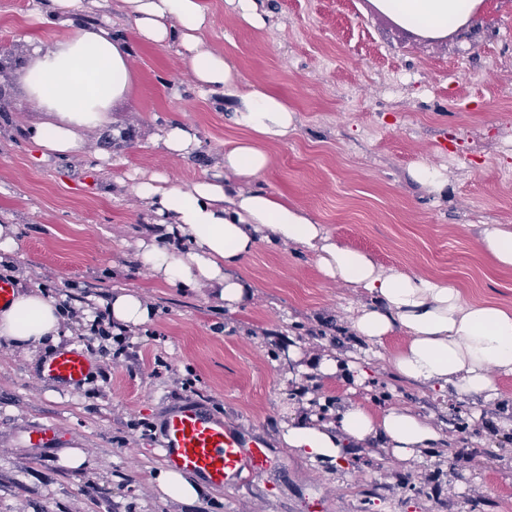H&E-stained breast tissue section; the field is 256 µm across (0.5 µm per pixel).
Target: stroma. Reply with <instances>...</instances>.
Here are the masks:
<instances>
[{
  "instance_id": "35a3bbf8",
  "label": "stroma",
  "mask_w": 512,
  "mask_h": 512,
  "mask_svg": "<svg viewBox=\"0 0 512 512\" xmlns=\"http://www.w3.org/2000/svg\"><path fill=\"white\" fill-rule=\"evenodd\" d=\"M204 3L213 18L204 40L295 114L294 132L267 147L260 186L384 268L451 279L467 300L512 304V270L477 244L480 225H512V0H481L473 24L441 38L401 26L374 0H263L259 28L230 0ZM44 8L0 0V46L11 51L0 90L15 105L0 112V215L15 228L16 290H68L77 300L56 343L29 353L0 339V512H512V374L499 376L500 396L489 401L399 377L388 358L404 335L376 346L358 338L350 321L365 295L326 279L293 243H258L239 267L254 293L233 312L207 285L173 287L140 264V244L160 228L134 184L160 176L191 185L220 170L240 133L223 101L197 92L176 47L140 42L120 0H82L80 17L110 18L129 44L135 82L81 153L46 156L24 133L40 113L23 80L28 36L48 46L61 33L39 21ZM175 120L197 131L190 158L153 142ZM422 164L446 167L444 194L413 180ZM123 288L153 314L127 331L115 358L87 325ZM67 345L96 366L78 390L38 375ZM295 352L339 355L367 379L355 385L346 368L298 371ZM187 398L262 439L269 459L264 472L192 507L161 501L155 482L164 467L156 428ZM352 402L408 407L441 439L406 462L375 442L337 464L281 442L287 417L329 422ZM38 424L56 425L53 447L28 442ZM65 448L84 452L85 466H62Z\"/></svg>"
}]
</instances>
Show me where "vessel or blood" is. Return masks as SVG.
Segmentation results:
<instances>
[{
  "label": "vessel or blood",
  "instance_id": "vessel-or-blood-1",
  "mask_svg": "<svg viewBox=\"0 0 512 512\" xmlns=\"http://www.w3.org/2000/svg\"><path fill=\"white\" fill-rule=\"evenodd\" d=\"M93 369L81 349L67 346L45 358L39 375L74 388ZM157 446L171 467L218 488L239 481L243 472L261 471L266 463L263 442L245 441L223 418L193 401L181 403L165 416Z\"/></svg>",
  "mask_w": 512,
  "mask_h": 512
}]
</instances>
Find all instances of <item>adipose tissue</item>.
Returning a JSON list of instances; mask_svg holds the SVG:
<instances>
[{"mask_svg":"<svg viewBox=\"0 0 512 512\" xmlns=\"http://www.w3.org/2000/svg\"><path fill=\"white\" fill-rule=\"evenodd\" d=\"M80 0H49V11L63 32L48 47H33L24 73L31 99L44 117L30 125L28 137L46 152L78 151L87 130L109 122L114 101L126 97L134 80L129 46L100 23L85 26L74 11ZM380 12L400 25L445 37L473 21L480 0H375ZM142 42L177 46L196 86L224 95L230 122L242 136L224 150V172L184 187L163 178L139 181L135 194L154 209L174 235L175 246L151 244L141 263L160 280L194 288L207 283L230 310L251 296L253 285L237 275L240 263L260 240L290 242L315 253L322 275L363 289L369 303L352 318L357 336L379 344L396 332L406 337L391 363L403 378L452 389L459 396H499L496 376L512 373V308L493 300L468 301L447 278L399 273L380 267L370 253L330 237L302 207L287 198L252 187L269 164L268 144L295 129V118L279 97L244 82L223 52L212 49L204 32L212 18L203 0H121ZM481 251L503 269L512 268V225H483ZM106 307L117 324L137 327L152 310L139 294L114 293ZM59 309L38 291L15 295L0 307V338L38 349L56 341ZM286 447L310 459L338 462L350 444L380 441L407 460L433 447L438 432L409 408L372 412L353 404L335 422L293 418L281 422ZM162 499L191 506L205 485L171 468L156 476Z\"/></svg>","mask_w":512,"mask_h":512,"instance_id":"1","label":"adipose tissue"}]
</instances>
